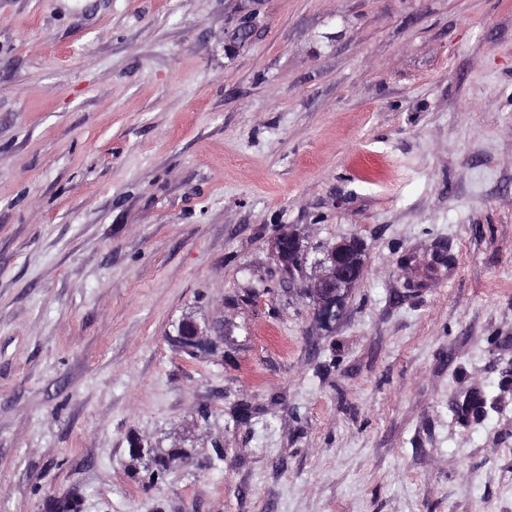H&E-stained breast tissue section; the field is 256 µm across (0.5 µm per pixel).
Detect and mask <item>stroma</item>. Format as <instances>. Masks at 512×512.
<instances>
[{"label":"stroma","instance_id":"obj_1","mask_svg":"<svg viewBox=\"0 0 512 512\" xmlns=\"http://www.w3.org/2000/svg\"><path fill=\"white\" fill-rule=\"evenodd\" d=\"M67 499L512 512V0H0V512ZM305 255L306 249L302 241L293 232L282 233L274 243V259L284 267L289 268L298 263L300 265L306 258ZM317 270L310 294L327 317H336L348 292L364 272L362 253L355 240H340L323 251L313 263ZM177 336L183 344L196 348L205 342L207 334L195 320L186 318L179 324Z\"/></svg>","mask_w":512,"mask_h":512}]
</instances>
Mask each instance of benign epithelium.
Segmentation results:
<instances>
[{
	"instance_id": "benign-epithelium-1",
	"label": "benign epithelium",
	"mask_w": 512,
	"mask_h": 512,
	"mask_svg": "<svg viewBox=\"0 0 512 512\" xmlns=\"http://www.w3.org/2000/svg\"><path fill=\"white\" fill-rule=\"evenodd\" d=\"M305 255L302 241L290 231L281 234L274 243V259L284 267L302 263ZM314 268L316 275L310 294L325 316L334 317L363 275L362 253L354 240H340L323 251V256L314 261ZM178 336L182 343L196 348L205 342L206 333L195 320L186 318L178 326Z\"/></svg>"
}]
</instances>
